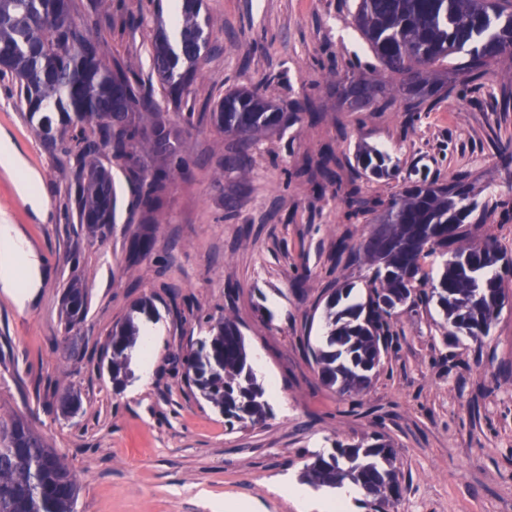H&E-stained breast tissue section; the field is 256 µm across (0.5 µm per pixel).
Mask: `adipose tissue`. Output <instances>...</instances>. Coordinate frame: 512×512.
Returning a JSON list of instances; mask_svg holds the SVG:
<instances>
[{
    "label": "adipose tissue",
    "mask_w": 512,
    "mask_h": 512,
    "mask_svg": "<svg viewBox=\"0 0 512 512\" xmlns=\"http://www.w3.org/2000/svg\"><path fill=\"white\" fill-rule=\"evenodd\" d=\"M24 263L28 271L27 281H19L17 263ZM40 285L39 261L15 232L8 218L0 219V290L18 301L30 298L34 288Z\"/></svg>",
    "instance_id": "obj_1"
}]
</instances>
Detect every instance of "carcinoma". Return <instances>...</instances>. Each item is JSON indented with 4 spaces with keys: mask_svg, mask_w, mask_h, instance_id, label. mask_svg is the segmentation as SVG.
<instances>
[{
    "mask_svg": "<svg viewBox=\"0 0 512 512\" xmlns=\"http://www.w3.org/2000/svg\"><path fill=\"white\" fill-rule=\"evenodd\" d=\"M59 8V0H0V56L5 60L0 80L18 87L27 122L45 149L75 161L74 204L80 223L102 234L112 228L116 198L112 166L104 164L108 160L124 170L146 223L156 224L171 169L184 167L175 160L173 127L136 64H108L100 56L89 60V38L73 20L57 21ZM353 19L383 72L398 80L411 115L448 97V86L455 82L448 73L475 81L502 57H512V0H358ZM206 28L198 0H184L177 47L162 31L152 45L153 72L175 104L207 48ZM346 81L366 107H377L386 98L380 79L353 74ZM210 118L231 140L219 171L244 179L251 171L252 149L262 138L320 116L307 97L288 104L241 86L214 105ZM70 126L79 132L68 138ZM146 157L161 161L151 175L142 165ZM356 163L342 178L337 173L344 168L342 160L327 151L314 187L321 196L339 199L348 221L375 216L368 237L356 246H339L335 258L337 266L372 267L368 298L347 303L349 284L329 295L325 345L311 350L320 383L347 397L362 393L378 374L392 343L398 308L434 301L445 316L447 334L462 333L481 343L508 298L506 284L512 282V257L498 242L470 240L489 211L508 214L506 201L480 204L465 173L447 182H412L388 198L368 195L357 183L360 173L391 176L389 157L362 148ZM152 244L148 232L135 236L130 264ZM435 254L445 258L437 278L423 267L424 259ZM88 305L81 284L66 288L65 331L86 318ZM138 315L156 318L149 301L139 302L108 343L109 369L117 385L134 376ZM181 364L188 387L224 414L230 428L255 425L271 415L234 320L226 317L210 325L209 336L191 345ZM303 478L327 487L350 482L364 492L374 512L402 494L395 450L380 434L354 444L338 441L332 452L313 455ZM79 491L68 462L26 419L0 417V512H75Z\"/></svg>",
    "mask_w": 512,
    "mask_h": 512,
    "instance_id": "carcinoma-1",
    "label": "carcinoma"
}]
</instances>
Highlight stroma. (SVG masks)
<instances>
[{
    "label": "stroma",
    "instance_id": "1",
    "mask_svg": "<svg viewBox=\"0 0 512 512\" xmlns=\"http://www.w3.org/2000/svg\"><path fill=\"white\" fill-rule=\"evenodd\" d=\"M356 3L202 0L210 51L181 107L161 103L174 117L186 167L171 176L152 248L134 265L129 245L141 214L122 170H112V230L92 233L69 204L71 165L43 150L10 84L0 82V135L27 170L42 175L50 201L48 216H39L19 193L18 174L0 167V213L38 253L44 278L22 305L0 292V415L26 417L65 454L80 487L77 512H220L227 501L298 512L274 486L300 481L312 454L375 432L395 446L404 476L405 491L386 512H512V297L481 344L446 337L436 303L399 311L384 366L354 402L320 384L308 353L322 344L327 296L350 283L351 301H365L372 271L335 269L337 242H359L370 223H348L337 200L317 198L301 173L306 160L328 147L346 163L363 146L386 153L396 176L359 180L375 196H390L409 179L446 181L460 171L470 174L478 201L512 193L497 166L498 148L512 139V111L494 101L512 58L406 126L401 93L375 111L332 91V77L368 73L376 63L353 30ZM75 4V23L100 40L106 61L131 60L151 76L165 0H112L111 27L92 0ZM240 86L288 100L306 96L324 114L260 141L243 182L216 177L228 141L209 119ZM179 109L193 112L192 126L176 117ZM74 278L88 291L89 309L68 333L60 311ZM144 299L159 315L161 349L149 381L137 377L118 389L106 346ZM227 315L280 391L269 400L272 418L246 429H225L223 416L184 383L179 361L205 336L206 319ZM41 377L79 393L74 415L57 414L36 392Z\"/></svg>",
    "mask_w": 512,
    "mask_h": 512
}]
</instances>
